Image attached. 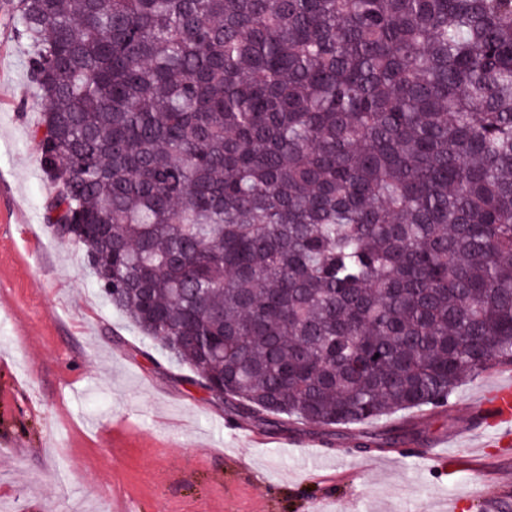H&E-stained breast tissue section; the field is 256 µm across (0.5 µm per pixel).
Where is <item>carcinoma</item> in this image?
<instances>
[{
    "instance_id": "cac0c4a2",
    "label": "carcinoma",
    "mask_w": 512,
    "mask_h": 512,
    "mask_svg": "<svg viewBox=\"0 0 512 512\" xmlns=\"http://www.w3.org/2000/svg\"><path fill=\"white\" fill-rule=\"evenodd\" d=\"M15 13L47 222L227 417L333 436L512 366V0Z\"/></svg>"
}]
</instances>
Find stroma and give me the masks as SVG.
I'll list each match as a JSON object with an SVG mask.
<instances>
[{
  "instance_id": "1",
  "label": "stroma",
  "mask_w": 512,
  "mask_h": 512,
  "mask_svg": "<svg viewBox=\"0 0 512 512\" xmlns=\"http://www.w3.org/2000/svg\"><path fill=\"white\" fill-rule=\"evenodd\" d=\"M14 2L0 0V512H512V447L469 426L512 371L465 379L404 452L353 450L350 426L316 458L298 445L313 430L236 429L147 357L44 217L43 101ZM437 442L444 455L419 460Z\"/></svg>"
}]
</instances>
